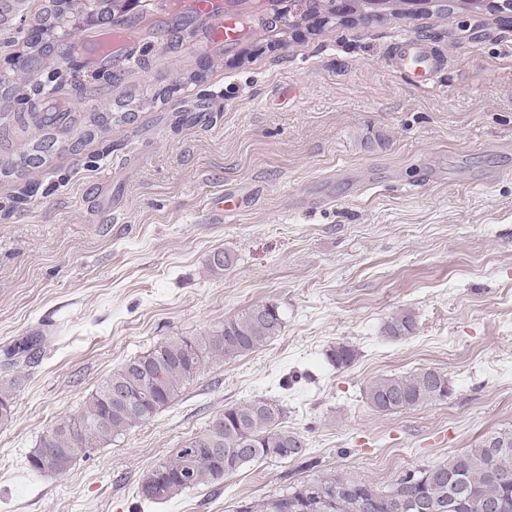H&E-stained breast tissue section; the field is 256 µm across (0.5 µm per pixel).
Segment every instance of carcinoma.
<instances>
[{"label": "carcinoma", "instance_id": "cac0c4a2", "mask_svg": "<svg viewBox=\"0 0 512 512\" xmlns=\"http://www.w3.org/2000/svg\"><path fill=\"white\" fill-rule=\"evenodd\" d=\"M28 0H0V32L9 28L19 7ZM296 12L283 18L292 35L300 28L311 30L329 24H343L340 7L333 0H299ZM447 14L455 11L489 10L512 12V0H420L410 9V0H352L349 11L380 12L408 17L415 13ZM84 16L97 17L99 41L84 49H123L131 38L127 32L111 35L118 22L113 0H46L38 12L39 25L24 37L17 60L28 72L42 68L64 33L87 30ZM15 120L43 131V136L11 158L0 157V174L8 175L33 167V160L45 162L53 151L70 152L75 145L71 134L78 118L70 112H15ZM103 112L84 117L88 135L110 131L112 123L124 122ZM284 327L283 314L275 304H264L239 319L224 324V330L200 344L189 336H172L128 359L85 400L80 413L57 420L40 438L28 457L34 473H67L73 462L91 449L141 424L168 405L184 383L196 376L205 357H237L263 346ZM415 329L413 314L398 313L385 325L392 339L407 338ZM336 368L355 359L346 345L327 351ZM13 383L0 385V423L11 419ZM451 393L448 377L431 368H420L407 376L382 377L366 389V401L375 411L396 414L407 409L441 402ZM284 408L275 400L253 399L224 409L209 426L188 439L155 468L139 486L140 496L150 502L166 501L186 491L213 486L242 467L272 459H296L306 455L307 443L299 433L283 425ZM495 502L499 512H512V429L492 432L478 444L447 459L406 473L388 488L348 477L326 473L293 485L282 493L258 502H245L236 512H482Z\"/></svg>", "mask_w": 512, "mask_h": 512}]
</instances>
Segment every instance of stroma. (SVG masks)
<instances>
[{
    "label": "stroma",
    "mask_w": 512,
    "mask_h": 512,
    "mask_svg": "<svg viewBox=\"0 0 512 512\" xmlns=\"http://www.w3.org/2000/svg\"><path fill=\"white\" fill-rule=\"evenodd\" d=\"M242 37H201L165 12L132 42L133 68L57 51L10 113L56 77L71 112H130L76 151L0 174V350L43 332L0 425V512H235L326 472L384 487L512 428V20L453 12L333 24L290 37L238 0ZM409 37L433 83L395 61ZM227 191L247 208L215 207ZM224 251L230 267L208 268ZM277 304L259 349L209 358L153 418L62 477L27 457L126 360ZM413 313L405 339L386 335ZM355 352L350 367L331 346ZM431 367L447 400L397 414L367 385ZM273 399L306 458L261 461L164 502L142 476L224 409ZM414 329V316L408 312H402L392 316L385 325V333L390 338L396 340L407 338L412 334Z\"/></svg>",
    "instance_id": "35a3bbf8"
}]
</instances>
